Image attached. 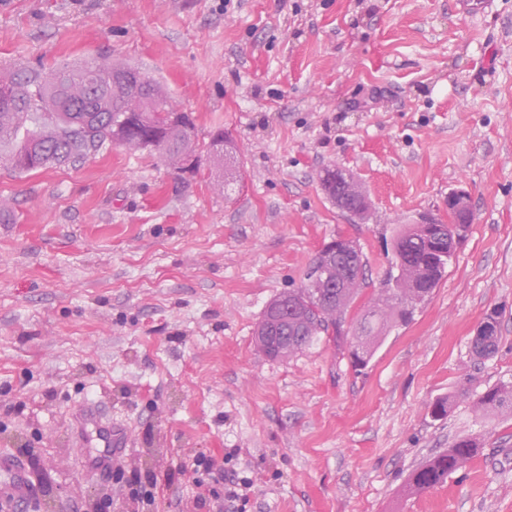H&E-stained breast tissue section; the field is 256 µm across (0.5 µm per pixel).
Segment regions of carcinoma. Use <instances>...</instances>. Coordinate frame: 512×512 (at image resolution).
<instances>
[{
    "label": "carcinoma",
    "instance_id": "cac0c4a2",
    "mask_svg": "<svg viewBox=\"0 0 512 512\" xmlns=\"http://www.w3.org/2000/svg\"><path fill=\"white\" fill-rule=\"evenodd\" d=\"M114 69L109 62L97 61L79 68L59 65L45 72L1 73L0 162L19 173L65 165L117 137L119 145L131 151H157L183 172L189 160L194 165L188 171L199 170L201 156L195 148L192 116L184 114L179 128L168 127L170 99L158 83L136 72L122 82ZM209 158L224 169V181L242 180L235 148L224 131L212 134ZM320 182L339 209L365 219L369 202L356 184L330 169ZM467 228L466 224H431L425 230L414 224L397 225L391 240L400 247L399 258H391L382 287L350 320L349 309L366 277L362 248L346 239L342 246L320 251L306 283L266 305L256 335H266L265 320L276 310L280 320L274 335L283 340L273 359L295 356L324 340L344 348L353 368L366 367L385 335L406 323L438 285ZM485 321L493 323V330L475 334L470 345L478 359L493 356L499 346L495 315H487ZM478 407L487 413L512 411V385L486 390ZM481 449L475 437L456 440L410 474L407 493L420 494L444 484Z\"/></svg>",
    "mask_w": 512,
    "mask_h": 512
}]
</instances>
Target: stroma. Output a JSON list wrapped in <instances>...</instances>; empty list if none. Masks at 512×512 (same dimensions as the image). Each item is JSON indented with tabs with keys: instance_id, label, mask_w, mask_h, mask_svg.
Instances as JSON below:
<instances>
[{
	"instance_id": "obj_1",
	"label": "stroma",
	"mask_w": 512,
	"mask_h": 512,
	"mask_svg": "<svg viewBox=\"0 0 512 512\" xmlns=\"http://www.w3.org/2000/svg\"><path fill=\"white\" fill-rule=\"evenodd\" d=\"M0 0V72L103 56L138 69L233 141L242 185L108 144L80 162L0 166V455L27 512H512V0ZM371 208L338 210L324 169ZM475 215L437 288L354 370L331 344L286 361L254 345L266 303L343 237L370 296L396 225ZM496 314L499 348L470 342ZM449 397L447 418L431 407ZM125 430L86 469L73 410ZM483 449L428 492L409 475L460 437ZM448 214L455 218L456 223L470 222L471 204L465 192H457L448 196ZM478 407L487 413L512 411V385L501 384L486 390L479 398Z\"/></svg>"
}]
</instances>
